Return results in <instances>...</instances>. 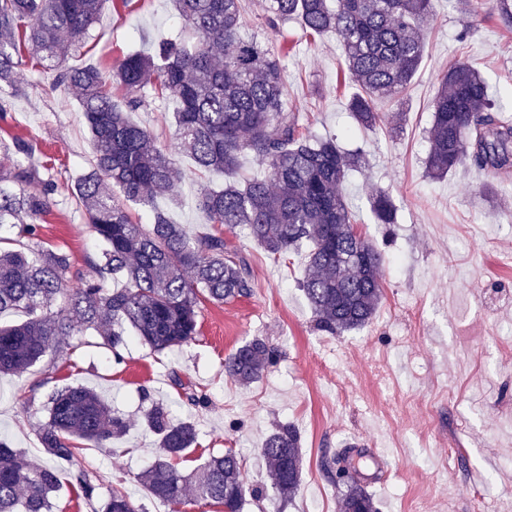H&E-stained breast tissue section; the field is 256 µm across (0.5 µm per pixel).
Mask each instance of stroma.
I'll return each mask as SVG.
<instances>
[{
    "label": "stroma",
    "mask_w": 512,
    "mask_h": 512,
    "mask_svg": "<svg viewBox=\"0 0 512 512\" xmlns=\"http://www.w3.org/2000/svg\"><path fill=\"white\" fill-rule=\"evenodd\" d=\"M261 2L243 0L247 32L271 49L285 40L296 44L286 73L289 111L304 131L365 151L344 192L360 231L387 257L373 321L336 336L317 331L299 286L304 255L273 256L243 229L228 230V251L250 269L249 296L203 301L197 336L172 351L136 343L118 362L99 336H76L64 353L0 375V437L26 459L42 460L45 404L72 384L92 388L125 415L128 430L110 447H84L73 461H56L63 488L53 512H101L116 487L145 512H223L193 498L175 508L149 494L140 475L158 450L141 415L144 392L197 428L196 444L171 460L177 471L189 473L229 449L240 456L247 487L241 512H339L343 481L324 464L352 445L367 458V489L380 512H472L475 489L486 492L485 512H512V182L497 184L493 174L469 165L441 179L425 171L433 100L456 59L483 74L512 121V22L500 17L495 0H479L469 13L458 0H432L420 68L402 98L376 100L382 121L364 129L349 112L355 89L336 35L303 38L294 20L269 28L259 17ZM182 29L170 0L109 4L71 63L107 69L128 51L150 50ZM54 78L28 65L22 90L0 89V138L35 140L59 183L42 243L83 269L97 242L71 184L88 170L93 147L74 95L50 92ZM175 160L186 176L175 188L176 202L162 199L158 206L189 232L206 231L197 196L223 179L195 175L183 155ZM378 190L394 200L396 223H373L370 196ZM256 337L280 358L244 385L225 374L224 359ZM187 382L207 395L206 406L185 402ZM281 422L300 433L302 475L295 498L276 504L259 449ZM79 469L99 481L94 504L72 485Z\"/></svg>",
    "instance_id": "1"
}]
</instances>
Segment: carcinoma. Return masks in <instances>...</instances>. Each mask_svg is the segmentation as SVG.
<instances>
[{
  "mask_svg": "<svg viewBox=\"0 0 512 512\" xmlns=\"http://www.w3.org/2000/svg\"><path fill=\"white\" fill-rule=\"evenodd\" d=\"M107 2L0 0V83L19 88L24 46L36 65L46 62L56 72L52 90L80 93L95 159L75 178L72 196L104 245L84 271L67 253L40 244V221L59 186L36 156L33 140L0 139V227H16L29 241L19 250H0V315L25 316L0 326V372L23 371L50 352H62L69 338L89 332L117 360L132 339L155 352L179 348L197 335L202 300L224 303L250 294L247 264L226 252L223 233L192 234L154 208L159 197L177 202L174 189L185 176L153 133L130 116L156 100L176 104L175 138L195 173L228 179L198 196L210 223L243 228L274 256L305 250L300 287L319 331L335 336L367 325L382 300L386 258L358 233L341 191L360 155L342 151L332 138L312 139L299 130L284 94L285 65L295 45L287 41L273 52L247 35L240 0H174L188 38L127 53L108 70L71 65L72 48L86 38ZM431 2L265 0L263 19L274 29L296 20L310 34L336 33L348 74L360 89L349 110L357 124L373 128L381 122L375 100L401 97L421 65ZM245 154L265 165L264 175L239 177ZM467 163L509 176L512 123L494 107L485 78L457 62L442 76L434 100L426 172L442 178ZM109 183L122 201L106 193ZM370 202L375 223H395L397 208L386 192L377 191ZM129 205L148 210L149 223L133 221ZM107 279L122 287H105ZM277 358L274 347L255 338L224 359V372L252 383ZM143 419L159 445L141 475L153 498L179 505L192 483L196 497L240 512L245 488L235 452L212 456L193 476L182 475L170 460L195 443V425L174 421L157 402ZM126 430V421L88 388L53 393L38 435L48 460L26 462L0 441V512H52L61 486L54 462L73 459L83 445L105 448ZM300 446L290 424L277 426L262 445L278 500L289 501L299 491ZM355 458L348 447L332 459L347 477L340 512H378ZM73 481L85 500L97 497L98 484L84 470ZM103 512L144 509L114 489Z\"/></svg>",
  "mask_w": 512,
  "mask_h": 512,
  "instance_id": "cac0c4a2",
  "label": "carcinoma"
}]
</instances>
